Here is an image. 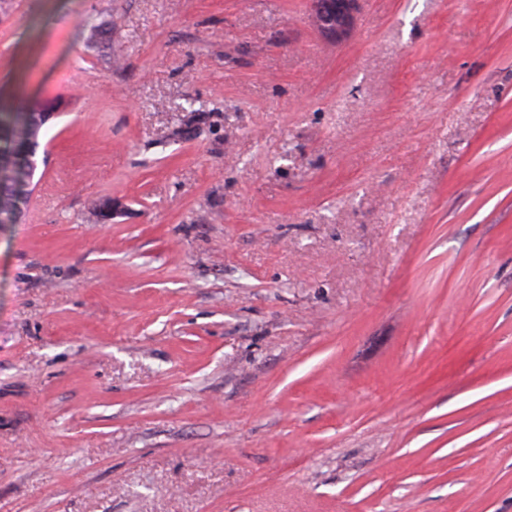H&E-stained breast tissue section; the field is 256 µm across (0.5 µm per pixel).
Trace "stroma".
Returning <instances> with one entry per match:
<instances>
[{"label": "stroma", "mask_w": 512, "mask_h": 512, "mask_svg": "<svg viewBox=\"0 0 512 512\" xmlns=\"http://www.w3.org/2000/svg\"><path fill=\"white\" fill-rule=\"evenodd\" d=\"M17 98L0 512H512V0H0ZM311 19L325 38L340 42L351 32L361 0H311ZM11 108V112L0 113V126L13 127L8 130L0 127V185L13 183L15 171L22 169L27 176L33 172V138L39 146L45 127L42 125L35 128L32 138L29 134L32 121L28 120L25 124L14 127L23 120L29 104L24 99H19Z\"/></svg>", "instance_id": "obj_1"}]
</instances>
